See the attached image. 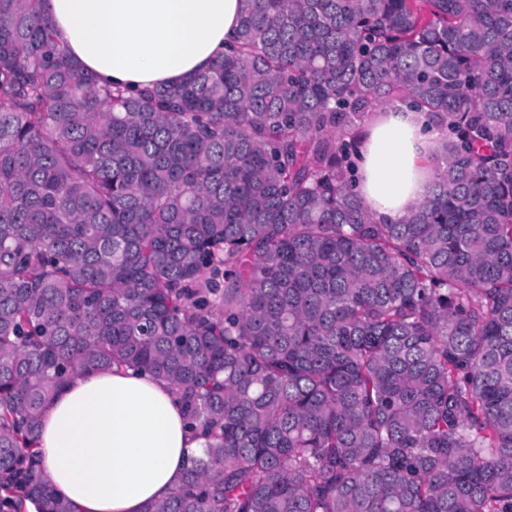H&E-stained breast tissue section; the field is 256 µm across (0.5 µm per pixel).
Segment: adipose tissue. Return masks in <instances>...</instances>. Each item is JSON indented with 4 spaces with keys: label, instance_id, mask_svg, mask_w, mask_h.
Wrapping results in <instances>:
<instances>
[{
    "label": "adipose tissue",
    "instance_id": "1",
    "mask_svg": "<svg viewBox=\"0 0 512 512\" xmlns=\"http://www.w3.org/2000/svg\"><path fill=\"white\" fill-rule=\"evenodd\" d=\"M244 0H41L73 64L132 91L205 70L237 35ZM424 113L396 104L368 123L356 157L372 220L395 224L434 179ZM40 463L75 512H143L203 450L164 381L130 371L80 376L43 413Z\"/></svg>",
    "mask_w": 512,
    "mask_h": 512
}]
</instances>
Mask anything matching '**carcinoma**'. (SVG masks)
Instances as JSON below:
<instances>
[{"mask_svg": "<svg viewBox=\"0 0 512 512\" xmlns=\"http://www.w3.org/2000/svg\"><path fill=\"white\" fill-rule=\"evenodd\" d=\"M224 57L99 87L0 0V512L84 373L165 381L205 439L144 512H512V0H245ZM439 133L376 224L356 128Z\"/></svg>", "mask_w": 512, "mask_h": 512, "instance_id": "carcinoma-1", "label": "carcinoma"}]
</instances>
